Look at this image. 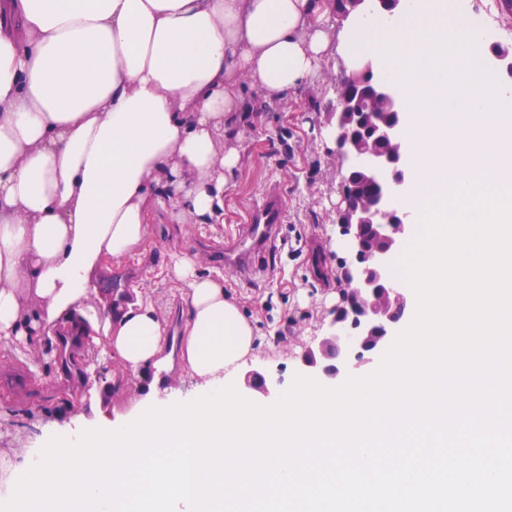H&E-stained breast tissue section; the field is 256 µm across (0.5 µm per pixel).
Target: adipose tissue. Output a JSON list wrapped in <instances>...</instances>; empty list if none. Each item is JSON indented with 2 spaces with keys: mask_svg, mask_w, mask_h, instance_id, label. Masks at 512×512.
Listing matches in <instances>:
<instances>
[{
  "mask_svg": "<svg viewBox=\"0 0 512 512\" xmlns=\"http://www.w3.org/2000/svg\"><path fill=\"white\" fill-rule=\"evenodd\" d=\"M329 0H0V337L79 328L134 375L166 364V322L145 289L99 292L112 263L143 258L156 213L208 223L239 164L241 87L268 103L308 85L335 45ZM345 48L406 103L411 189L469 205L512 186V89L471 31L431 0ZM182 370L223 380L257 347L254 319L182 258Z\"/></svg>",
  "mask_w": 512,
  "mask_h": 512,
  "instance_id": "obj_1",
  "label": "adipose tissue"
}]
</instances>
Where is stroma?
Returning a JSON list of instances; mask_svg holds the SVG:
<instances>
[{
	"label": "stroma",
	"mask_w": 512,
	"mask_h": 512,
	"mask_svg": "<svg viewBox=\"0 0 512 512\" xmlns=\"http://www.w3.org/2000/svg\"><path fill=\"white\" fill-rule=\"evenodd\" d=\"M350 60L336 52L324 60L315 80L287 100L265 103L251 87L242 91L241 111L230 139L240 156L224 192V219L215 224L178 223L158 212L151 226V249L144 261L107 269L99 289L120 292L128 286L147 288L168 328L182 331L184 307L175 285L165 276L173 257L197 261L200 274H214L210 255L226 235L237 232L249 205L270 185H277L288 210V221L266 254V274L243 284L235 271L224 269V287L253 313L261 346L250 369L286 388L299 372L300 344L323 336L341 281L336 276L341 247L336 206L348 163L336 151L327 124L334 111ZM32 360L23 345L0 341V376L17 374L19 389L0 386V456L39 447L46 431L74 415L96 416L91 393L82 380L66 377L53 356L43 359V374L34 377ZM107 409L115 416L130 414L151 395L141 377L112 368L106 380Z\"/></svg>",
	"instance_id": "stroma-1"
}]
</instances>
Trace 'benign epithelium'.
Instances as JSON below:
<instances>
[{
    "label": "benign epithelium",
    "mask_w": 512,
    "mask_h": 512,
    "mask_svg": "<svg viewBox=\"0 0 512 512\" xmlns=\"http://www.w3.org/2000/svg\"><path fill=\"white\" fill-rule=\"evenodd\" d=\"M408 7L409 0H338L336 15L342 21L391 18ZM488 54L512 78V50L493 42ZM330 116L336 151L349 162L336 211L347 254L338 264L345 288L332 307L325 336L303 344L300 355V374L326 385L360 368L364 355L381 354L407 324L411 303L393 276L392 259L414 223L396 205L410 184L407 113L397 87L371 61L359 58ZM357 180L375 184V193L363 194ZM243 384L260 400L278 395L257 371L246 372Z\"/></svg>",
    "instance_id": "7a95c632"
}]
</instances>
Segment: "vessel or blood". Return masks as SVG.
<instances>
[{
  "mask_svg": "<svg viewBox=\"0 0 512 512\" xmlns=\"http://www.w3.org/2000/svg\"><path fill=\"white\" fill-rule=\"evenodd\" d=\"M287 216L283 197L276 191L265 193L247 209L239 236L225 242L223 250L225 262L239 267L243 281L262 274L259 255L274 242Z\"/></svg>",
  "mask_w": 512,
  "mask_h": 512,
  "instance_id": "b4317fda",
  "label": "vessel or blood"
}]
</instances>
